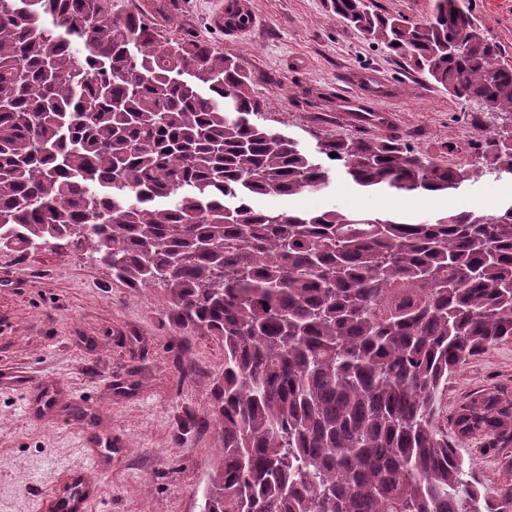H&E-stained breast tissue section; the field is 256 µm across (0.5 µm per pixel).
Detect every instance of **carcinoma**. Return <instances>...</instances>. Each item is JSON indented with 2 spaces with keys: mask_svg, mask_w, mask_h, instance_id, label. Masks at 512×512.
<instances>
[{
  "mask_svg": "<svg viewBox=\"0 0 512 512\" xmlns=\"http://www.w3.org/2000/svg\"><path fill=\"white\" fill-rule=\"evenodd\" d=\"M326 2L454 95L512 112V63L462 0H434L425 21ZM160 38L112 0H0V243L84 248L222 344L203 512H512V484L485 497L437 425L448 375L512 339V205L412 223L260 207L323 190L332 167L256 121L267 106L233 60ZM319 153L408 195L512 174L496 138L474 171L401 139ZM455 426L504 433L512 411L491 392Z\"/></svg>",
  "mask_w": 512,
  "mask_h": 512,
  "instance_id": "obj_1",
  "label": "carcinoma"
}]
</instances>
